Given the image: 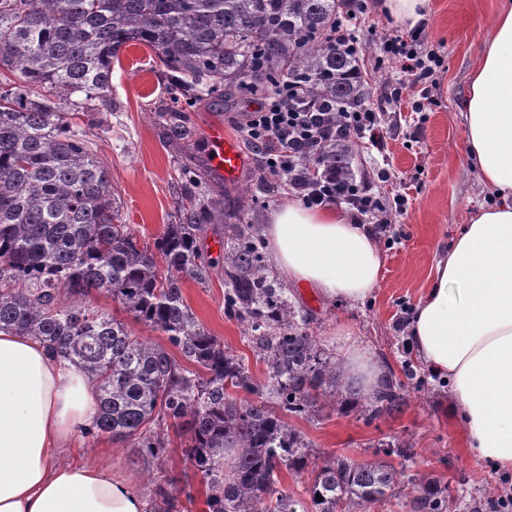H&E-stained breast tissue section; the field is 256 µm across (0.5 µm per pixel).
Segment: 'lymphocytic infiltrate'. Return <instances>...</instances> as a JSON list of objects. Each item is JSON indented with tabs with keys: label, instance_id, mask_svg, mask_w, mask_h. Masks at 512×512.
<instances>
[{
	"label": "lymphocytic infiltrate",
	"instance_id": "lymphocytic-infiltrate-1",
	"mask_svg": "<svg viewBox=\"0 0 512 512\" xmlns=\"http://www.w3.org/2000/svg\"><path fill=\"white\" fill-rule=\"evenodd\" d=\"M369 12L368 0H343L332 39L337 48L359 51L362 45L356 23ZM424 25L396 29L380 36V57L395 61L399 77L390 95L401 98L411 89L414 111H424L430 97L428 83L443 60L427 54ZM238 128L256 153L260 177L286 179L288 188L305 206H346L356 218H378L387 225L384 208L374 183L364 179L340 180L335 172L316 163L320 147L338 138L347 142H370L381 146L384 139L380 113L361 105H343L320 110L308 106L296 82L285 80L265 91L257 106L244 113Z\"/></svg>",
	"mask_w": 512,
	"mask_h": 512
}]
</instances>
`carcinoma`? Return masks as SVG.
Returning a JSON list of instances; mask_svg holds the SVG:
<instances>
[{
    "label": "carcinoma",
    "instance_id": "cac0c4a2",
    "mask_svg": "<svg viewBox=\"0 0 512 512\" xmlns=\"http://www.w3.org/2000/svg\"><path fill=\"white\" fill-rule=\"evenodd\" d=\"M339 0H0V330L31 336L94 383L88 434L134 442L163 462L170 428L208 490L209 512H371L391 498L411 512H450L449 485L405 477L391 457L413 444L396 439L368 462L328 455L314 466L312 444L288 417L313 420L326 409L359 410L373 420L407 406L391 377L365 395L344 377L305 328L307 316L274 284L256 225L226 224L224 314L251 337L265 365L254 379L243 359L197 321L181 284H204L215 268L200 247L220 199L186 195L178 223L153 245L117 224L116 192L84 132L69 118L91 101L112 100V64L121 49L151 48L172 74L175 94L200 98L265 75L284 78L304 99L361 102L355 54L323 37ZM18 80H13L14 74ZM318 162L354 176L346 143L331 142ZM106 292L134 320L162 333L194 368L89 305ZM273 400V408L230 391ZM307 473L308 506L277 489L278 471Z\"/></svg>",
    "mask_w": 512,
    "mask_h": 512
}]
</instances>
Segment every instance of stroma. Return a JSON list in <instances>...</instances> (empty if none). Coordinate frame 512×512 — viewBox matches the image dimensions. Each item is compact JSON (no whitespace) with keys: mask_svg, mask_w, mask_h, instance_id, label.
Returning <instances> with one entry per match:
<instances>
[{"mask_svg":"<svg viewBox=\"0 0 512 512\" xmlns=\"http://www.w3.org/2000/svg\"><path fill=\"white\" fill-rule=\"evenodd\" d=\"M497 0H427L423 20L430 48L441 51L444 67L433 81V103L424 116L412 109L413 97L403 92L399 104L387 101L388 88L397 78L394 62L377 64L379 32L397 28L383 5L372 4L360 24L363 53L360 69L367 83L365 105L383 115L387 127L383 149L367 143L354 147L356 174L375 176L385 168L393 184L381 186L386 216L392 222V241L381 242L384 265L374 294L351 305L328 300L304 284L288 283L289 300L305 310L308 330L327 352H334L338 326L350 327L404 383L408 406L404 413L364 422L357 413L324 411L315 421L300 417L290 423L311 442V459L341 454L358 462L373 460L378 444L394 438L411 441L413 459L407 471L431 474L448 483L461 502L458 512H492V502L512 490V475L496 473L467 450L459 419L448 411L450 393L445 380L431 374L415 355L408 340L414 308L429 288L437 260L444 255L463 224L488 201L464 146L465 131L459 112L467 92L468 75ZM248 107L245 98L227 106L223 97L176 100L168 73L155 52L137 44L123 48L112 67V99L97 104L78 123L95 156L108 169L119 197V218L145 242L178 221V206L187 183L184 170H200L197 187L229 205L227 220H215L208 239H223L224 226L235 223L241 196L254 202L256 224L269 223L272 213L291 199V192L276 179H260L256 165L243 178L225 183L208 160L206 129L222 124L238 136L237 121ZM177 112L193 132L187 151L169 145L164 113ZM408 199L406 213L395 208L397 196ZM186 304L207 331L241 356L257 379L265 367L249 338L224 314V280L211 276L206 283L182 284ZM107 461L128 476L134 488L148 497L151 512H208L206 488L184 485L191 471L178 437H171L164 462L136 455L131 443H114L101 434L85 440L81 452L63 449L62 464Z\"/></svg>","mask_w":512,"mask_h":512,"instance_id":"1","label":"stroma"}]
</instances>
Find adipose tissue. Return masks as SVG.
Instances as JSON below:
<instances>
[{"label":"adipose tissue","mask_w":512,"mask_h":512,"mask_svg":"<svg viewBox=\"0 0 512 512\" xmlns=\"http://www.w3.org/2000/svg\"><path fill=\"white\" fill-rule=\"evenodd\" d=\"M465 146L490 203L463 225L415 309L409 332L424 365L447 380L472 455L512 473V0H500L460 106ZM276 269L325 298L359 303L383 253L339 208L289 201L264 228ZM338 360L362 392L387 362L336 329ZM96 414L88 378L27 336L0 331V512H146L105 464L57 462Z\"/></svg>","instance_id":"ef3b65f1"}]
</instances>
